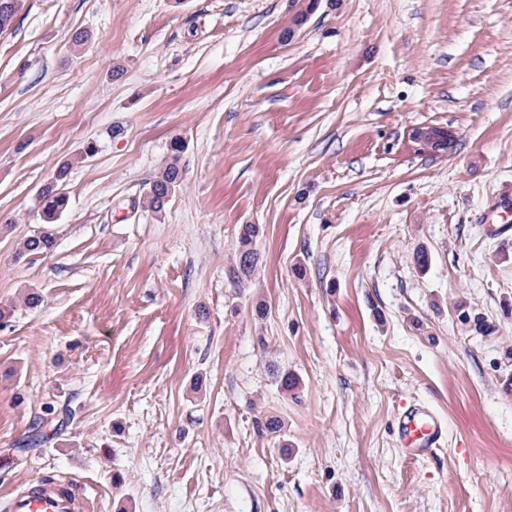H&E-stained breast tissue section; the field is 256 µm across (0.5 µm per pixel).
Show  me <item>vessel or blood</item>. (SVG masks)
Returning a JSON list of instances; mask_svg holds the SVG:
<instances>
[{
  "label": "vessel or blood",
  "instance_id": "1",
  "mask_svg": "<svg viewBox=\"0 0 512 512\" xmlns=\"http://www.w3.org/2000/svg\"><path fill=\"white\" fill-rule=\"evenodd\" d=\"M443 434L437 415L422 406L405 410L397 420V437L405 455L422 457L435 448ZM6 512H89V502L71 484L55 478L31 481L25 492L11 497Z\"/></svg>",
  "mask_w": 512,
  "mask_h": 512
}]
</instances>
